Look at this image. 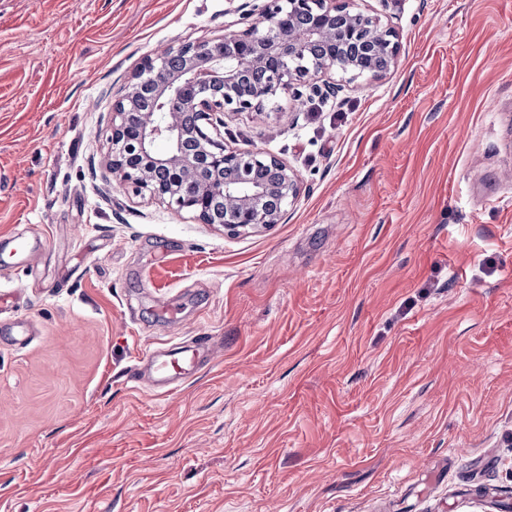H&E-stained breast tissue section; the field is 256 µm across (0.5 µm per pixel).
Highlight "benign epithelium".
Returning a JSON list of instances; mask_svg holds the SVG:
<instances>
[{
  "instance_id": "1",
  "label": "benign epithelium",
  "mask_w": 512,
  "mask_h": 512,
  "mask_svg": "<svg viewBox=\"0 0 512 512\" xmlns=\"http://www.w3.org/2000/svg\"><path fill=\"white\" fill-rule=\"evenodd\" d=\"M353 0H241L237 11L256 20L246 29L202 42H187L148 57L125 93L112 107V158L108 166L120 180L141 193L167 200L211 223L210 201L224 198V224L229 235L268 229L282 210L269 202L293 203L300 193L297 174L278 156L263 150H231L212 130L221 115L257 111L279 93L306 83L314 94L336 91L333 75L348 80L381 79L397 66L399 32L376 13L352 6ZM271 68L263 86L241 82L250 69ZM152 81L157 107L140 113L138 125L125 122L126 110L137 104L145 78ZM197 117L192 134L207 151L206 166L219 170L271 167L272 182L242 186L205 180L197 162L180 148L183 114ZM137 149L143 162L129 168L122 145Z\"/></svg>"
}]
</instances>
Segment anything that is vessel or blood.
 <instances>
[{
	"instance_id": "1",
	"label": "vessel or blood",
	"mask_w": 512,
	"mask_h": 512,
	"mask_svg": "<svg viewBox=\"0 0 512 512\" xmlns=\"http://www.w3.org/2000/svg\"><path fill=\"white\" fill-rule=\"evenodd\" d=\"M216 348L208 337H197L195 344L156 348L146 358L147 371L136 372L135 382L150 391H177L201 366L213 362Z\"/></svg>"
}]
</instances>
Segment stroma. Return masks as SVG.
<instances>
[{
	"instance_id": "obj_1",
	"label": "stroma",
	"mask_w": 512,
	"mask_h": 512,
	"mask_svg": "<svg viewBox=\"0 0 512 512\" xmlns=\"http://www.w3.org/2000/svg\"><path fill=\"white\" fill-rule=\"evenodd\" d=\"M355 4L397 67L225 115L302 186L229 236L106 162L143 60L234 0H0V237L48 241L0 266V512H512V0ZM196 336L179 391L129 382Z\"/></svg>"
}]
</instances>
